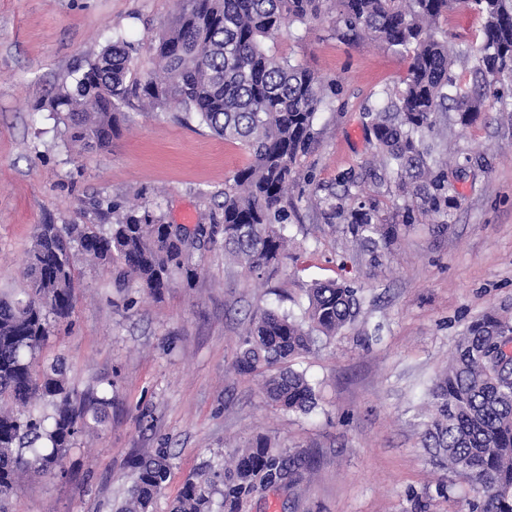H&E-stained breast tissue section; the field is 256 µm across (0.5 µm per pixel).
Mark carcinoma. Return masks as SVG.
Returning <instances> with one entry per match:
<instances>
[{
    "mask_svg": "<svg viewBox=\"0 0 512 512\" xmlns=\"http://www.w3.org/2000/svg\"><path fill=\"white\" fill-rule=\"evenodd\" d=\"M464 8L481 19L480 40L448 49L440 19ZM327 20L342 40H374L408 62L402 86L380 94L363 113V125L381 173L400 196L416 199L424 213L446 205L448 181L429 139L439 118L453 108L469 125L491 105L508 111L499 88L512 85V0H177L175 14L152 47L153 68L138 75L137 49L118 38L89 61L74 87L62 86L50 112L76 147L105 148L122 129L121 105L131 97L151 110L194 115L212 133L242 145L250 163L224 181L223 201L210 223L166 224L154 207L100 200L114 217L95 224H37L26 267L27 288L0 298V406L36 401L51 409L14 414L0 411V512L18 473L54 474L89 422H103L108 390L80 396L68 387L63 364L38 365V354L54 328L74 310L79 279L75 252L118 267L119 283L135 282L154 296L199 273L193 257L206 241L224 240V257L260 280L276 271L288 250L285 201L300 160L315 140L314 120L327 103L322 79L308 67L278 56L269 44L288 23ZM471 63L472 84L457 80L458 58ZM329 215L372 245L373 258L397 238L378 205L353 214L331 202ZM358 289L337 281L308 290L299 317L265 309L252 315L239 340L236 365L263 374V391L288 412L315 406L313 384L288 360L354 322ZM512 319L497 310L471 321L459 337L448 369L431 389L433 413L421 441L436 464L462 476L469 487V512H512ZM310 461L274 453L267 439L251 441L230 469L224 460L189 475L171 512H215V496L235 504L261 486L294 476ZM170 474L169 454L135 466L127 498L118 512H150Z\"/></svg>",
    "mask_w": 512,
    "mask_h": 512,
    "instance_id": "1",
    "label": "carcinoma"
}]
</instances>
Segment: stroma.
I'll use <instances>...</instances> for the list:
<instances>
[{"instance_id": "35a3bbf8", "label": "stroma", "mask_w": 512, "mask_h": 512, "mask_svg": "<svg viewBox=\"0 0 512 512\" xmlns=\"http://www.w3.org/2000/svg\"><path fill=\"white\" fill-rule=\"evenodd\" d=\"M174 0H0V295L26 286L23 260L38 224H110L96 201L158 203L168 224H205L226 178L249 162L237 143L196 118L122 107L120 136L103 150H68L45 104L62 83L123 36L148 60ZM278 55L316 72L333 100L288 196V256L269 277L246 278L222 243L195 256L202 273L175 280L160 299L113 268L77 259L80 286L68 324L41 366L62 361L83 394L111 383L104 425L80 437L61 476L24 474L9 512H116L134 463L170 454L153 512H170L186 476L266 437L281 455L311 459L293 484L256 492L240 512H468L463 477L421 446L430 390L463 330L494 309L512 310V112L489 108L472 125L449 113L448 209L402 221L403 198L368 175L375 150L364 109L400 86L407 65L372 42L342 43L328 23L293 24ZM376 201L399 238L380 261L346 225L328 218ZM357 287L356 320L289 361L316 389L307 413L268 403L261 379L237 372L250 316L298 315L316 281Z\"/></svg>"}]
</instances>
